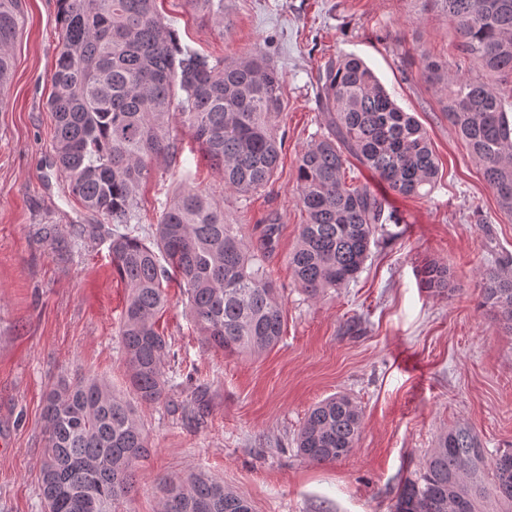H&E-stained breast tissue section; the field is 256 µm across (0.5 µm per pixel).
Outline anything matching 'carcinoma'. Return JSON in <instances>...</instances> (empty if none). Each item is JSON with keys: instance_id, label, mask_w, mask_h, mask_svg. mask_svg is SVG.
<instances>
[{"instance_id": "carcinoma-1", "label": "carcinoma", "mask_w": 512, "mask_h": 512, "mask_svg": "<svg viewBox=\"0 0 512 512\" xmlns=\"http://www.w3.org/2000/svg\"><path fill=\"white\" fill-rule=\"evenodd\" d=\"M224 28V0H192ZM453 23L454 57L512 83V0H432ZM60 51L47 105L55 122L58 170L72 195L104 225L112 271L128 288L119 342L133 400L93 375L62 379L42 409L45 446L39 460L44 512H116L134 488L148 436L133 402L167 396L169 344L156 328L175 279L208 348L228 356L260 354L283 337V304L261 256L247 248L239 225L208 196L180 187L152 237L133 234L139 190L153 162L177 159L172 124L189 128L203 156L222 168L224 187L241 195L274 178L282 142L281 75L261 54L213 62L181 46L156 0H57ZM22 26L20 0H0V89L13 67ZM422 75L442 93L443 111L480 165L499 209L512 215V119L499 88L462 78L427 55ZM324 133L300 155L299 202L307 215L288 257L295 281L311 298L358 278L375 244L376 225L398 223L366 184L346 182L345 155L394 191L429 194L438 163L427 132L402 110L354 55L329 59L319 73ZM123 228H118V225ZM423 286L448 288V267L431 263ZM483 305L512 331V263L482 274ZM363 428L361 408L337 393L308 413L297 450L310 463L351 455ZM158 512H253L243 494L205 471L159 480ZM512 512V448L488 453L466 425L442 434L436 447L400 482L394 512Z\"/></svg>"}]
</instances>
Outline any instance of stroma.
<instances>
[{"label": "stroma", "mask_w": 512, "mask_h": 512, "mask_svg": "<svg viewBox=\"0 0 512 512\" xmlns=\"http://www.w3.org/2000/svg\"><path fill=\"white\" fill-rule=\"evenodd\" d=\"M156 6L181 45L211 60L269 55L282 77L285 146L273 184L241 196L174 125L180 154L172 165L155 162L142 187L139 233L181 184L205 193L262 253L285 327L258 355L205 349L169 282L158 327L174 351L165 364L173 385L163 403L137 408L151 451L120 512H157V480L198 469L245 494L254 512H392L400 480L441 432L465 423L488 449L512 447V333L481 305L482 271L512 256V217L418 63L424 53L447 60L456 41L447 14L432 0H224L219 28L187 0ZM22 8L12 78L0 90V512H44L42 408L54 383L90 374L127 388L118 336L127 288L97 217L54 164L47 99L57 3L22 0ZM339 54L361 58L415 115L439 175L431 193L407 196L350 160L347 179L368 184L400 224L379 237L356 282L312 299L288 266L306 221L297 160L323 130L318 70ZM431 262L447 264L448 289L423 287L420 270ZM339 392L363 410L357 447L338 462H308L296 454L297 432L314 404Z\"/></svg>", "instance_id": "35a3bbf8"}]
</instances>
